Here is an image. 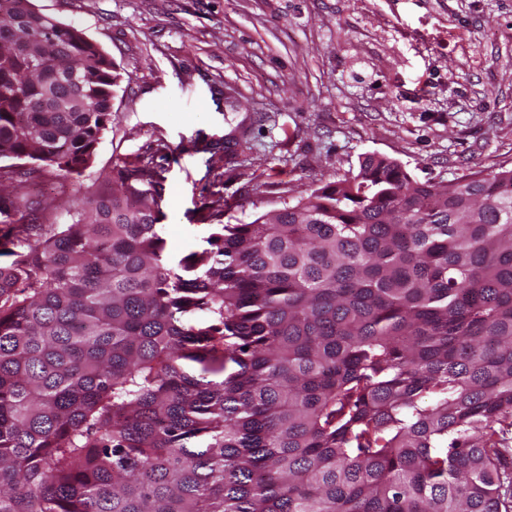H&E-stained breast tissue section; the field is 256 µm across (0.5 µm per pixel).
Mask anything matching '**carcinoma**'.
<instances>
[{
  "mask_svg": "<svg viewBox=\"0 0 512 512\" xmlns=\"http://www.w3.org/2000/svg\"><path fill=\"white\" fill-rule=\"evenodd\" d=\"M52 26L0 0V32ZM85 112L0 65V173L81 176L119 74L70 25ZM165 168L119 160L61 226L0 195V512H512V169L369 155L174 265ZM204 314L201 323L185 315Z\"/></svg>",
  "mask_w": 512,
  "mask_h": 512,
  "instance_id": "carcinoma-1",
  "label": "carcinoma"
}]
</instances>
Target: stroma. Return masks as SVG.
I'll return each mask as SVG.
<instances>
[{"mask_svg":"<svg viewBox=\"0 0 512 512\" xmlns=\"http://www.w3.org/2000/svg\"><path fill=\"white\" fill-rule=\"evenodd\" d=\"M114 62L112 119L80 178L0 192L56 223L79 187L152 149L173 259L377 154L445 183L512 168V0H30Z\"/></svg>","mask_w":512,"mask_h":512,"instance_id":"1","label":"stroma"}]
</instances>
